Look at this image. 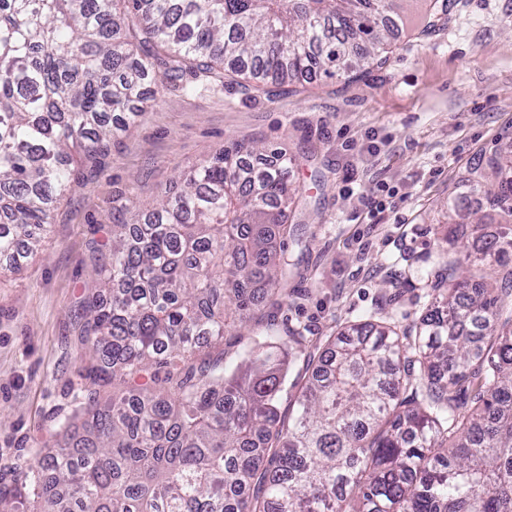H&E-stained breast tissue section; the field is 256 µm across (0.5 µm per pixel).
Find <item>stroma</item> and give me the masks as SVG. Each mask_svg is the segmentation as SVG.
<instances>
[{"label":"stroma","instance_id":"35a3bbf8","mask_svg":"<svg viewBox=\"0 0 512 512\" xmlns=\"http://www.w3.org/2000/svg\"><path fill=\"white\" fill-rule=\"evenodd\" d=\"M427 0H408L387 63L364 81L315 77L255 92L186 73L157 80L151 106L109 153L76 166L47 237L15 274H0V473L21 480L43 440L80 405L81 305L97 284V247L126 208L178 191L179 172L236 142L281 149L302 195L288 213L308 246L278 329L307 338L374 312L382 299L414 319L424 291L407 258L452 242L467 262L500 230L483 195L458 181L480 156L512 150V0H454L423 32ZM465 213L449 221L447 203ZM378 201L377 209L366 201ZM485 215L470 223L468 212Z\"/></svg>","mask_w":512,"mask_h":512}]
</instances>
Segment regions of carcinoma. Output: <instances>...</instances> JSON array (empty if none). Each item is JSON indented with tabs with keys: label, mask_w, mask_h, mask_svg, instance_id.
Listing matches in <instances>:
<instances>
[{
	"label": "carcinoma",
	"mask_w": 512,
	"mask_h": 512,
	"mask_svg": "<svg viewBox=\"0 0 512 512\" xmlns=\"http://www.w3.org/2000/svg\"><path fill=\"white\" fill-rule=\"evenodd\" d=\"M405 0H0V274L70 189L187 69L293 83L367 79ZM112 225L82 342L103 363L0 512H512V153L470 167L500 210L473 286L449 248L413 270L426 302L306 340L288 298V159L234 144ZM266 318L234 367L224 332ZM173 391L159 384L158 374ZM122 390L100 399L115 379ZM292 413L282 418L280 393Z\"/></svg>",
	"instance_id": "obj_1"
}]
</instances>
